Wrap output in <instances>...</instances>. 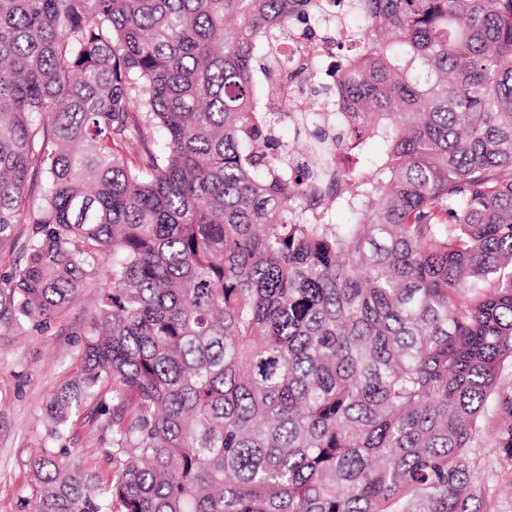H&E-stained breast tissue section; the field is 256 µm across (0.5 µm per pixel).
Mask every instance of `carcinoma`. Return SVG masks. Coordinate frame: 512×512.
<instances>
[{"label":"carcinoma","mask_w":512,"mask_h":512,"mask_svg":"<svg viewBox=\"0 0 512 512\" xmlns=\"http://www.w3.org/2000/svg\"><path fill=\"white\" fill-rule=\"evenodd\" d=\"M17 249L0 328L102 290L29 512H482L473 450L512 459V0H0ZM89 404L110 477L66 460Z\"/></svg>","instance_id":"carcinoma-1"}]
</instances>
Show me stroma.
Masks as SVG:
<instances>
[{"label":"stroma","mask_w":512,"mask_h":512,"mask_svg":"<svg viewBox=\"0 0 512 512\" xmlns=\"http://www.w3.org/2000/svg\"><path fill=\"white\" fill-rule=\"evenodd\" d=\"M99 297V289H79L44 330L0 329V512L27 510L31 463L44 446L46 403L77 374ZM107 443L100 425L79 418L70 430L68 459L82 471L111 475ZM475 456L476 473L491 488L487 512H512V460L495 448L476 449Z\"/></svg>","instance_id":"obj_1"}]
</instances>
